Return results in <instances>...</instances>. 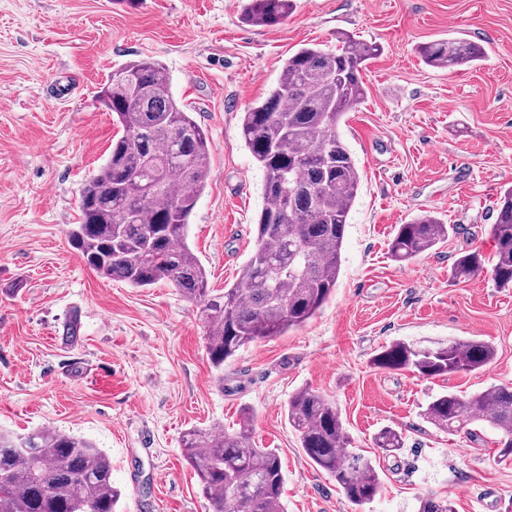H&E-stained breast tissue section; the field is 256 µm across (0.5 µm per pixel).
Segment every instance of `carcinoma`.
I'll return each instance as SVG.
<instances>
[{
	"instance_id": "carcinoma-1",
	"label": "carcinoma",
	"mask_w": 512,
	"mask_h": 512,
	"mask_svg": "<svg viewBox=\"0 0 512 512\" xmlns=\"http://www.w3.org/2000/svg\"><path fill=\"white\" fill-rule=\"evenodd\" d=\"M292 0H243L242 21L257 27L284 23ZM334 50L305 46L288 57L276 85L242 112L241 136L264 172L265 206L255 250L236 282L211 294L204 265L187 242L189 217L207 186L212 155L208 134L171 90L166 68L145 58L112 72L101 103L122 133L102 167L83 184L73 247L100 276L148 288L169 282L199 305L212 366L241 348L281 336L315 317L330 299L341 270L347 218L361 175L336 132L364 102L363 73L380 46L350 36ZM428 66L474 64L475 44L454 39L423 43ZM456 226L427 214L399 226L390 242L394 260L409 261L444 243ZM489 234L494 252L461 253L455 280L490 269L498 288H512V186L500 197ZM496 355L492 344L459 337L434 347L398 340L375 355L382 370L410 369L426 380L475 372ZM289 426L307 457L336 480L352 512H363L381 491L373 461L349 450L351 437L336 403L305 387L286 406ZM427 422L450 435L473 434L484 422L501 434L498 460L512 461V386L468 396L444 391L426 406ZM375 444L386 457L404 447L400 432L382 429ZM208 512H285V475L278 453L258 448L251 425L194 428L182 439ZM120 492L112 463L92 441L56 430L25 436L0 431V512H114ZM417 512H454L445 497L419 499Z\"/></svg>"
}]
</instances>
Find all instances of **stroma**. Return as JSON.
I'll list each match as a JSON object with an SVG mask.
<instances>
[{"label":"stroma","instance_id":"35a3bbf8","mask_svg":"<svg viewBox=\"0 0 512 512\" xmlns=\"http://www.w3.org/2000/svg\"><path fill=\"white\" fill-rule=\"evenodd\" d=\"M242 0H0V429L50 428L105 450L116 512H207L184 457L187 429L250 419L276 449L287 512H351L335 480L303 452L284 407L297 389L330 396L357 452L379 460L383 487L366 512H416L419 498L456 512H505L512 465L498 434L451 436L427 422L432 396L512 384V288L490 272L453 280L464 251L492 253L489 227L512 186V0H294L288 20L251 27ZM340 33L376 42L363 104L338 131L361 173L342 266L323 310L301 328L241 348L216 371L195 302L161 282L100 277L69 242L80 192L118 128L100 103L112 70L150 57L207 132V187L189 242L212 292L237 279L254 250L263 173L240 115L265 98L288 56L335 46ZM457 38L484 47L470 67L432 68L420 44ZM430 213L460 233L408 262L389 244ZM79 315L72 343L63 326ZM460 336L491 343L473 373L425 380L385 371L393 341L431 347ZM402 432L399 457L373 440Z\"/></svg>","mask_w":512,"mask_h":512}]
</instances>
